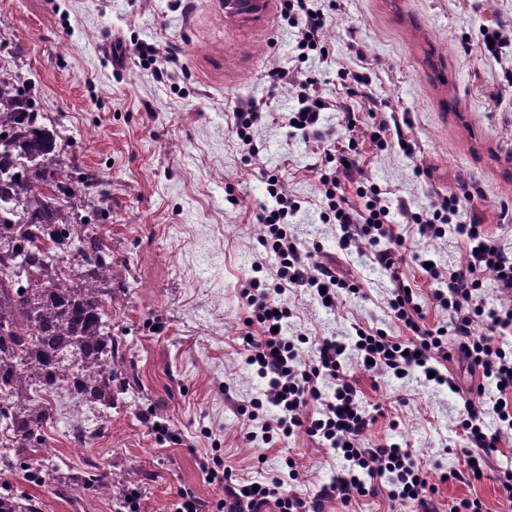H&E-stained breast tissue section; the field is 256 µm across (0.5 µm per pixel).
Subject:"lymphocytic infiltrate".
I'll use <instances>...</instances> for the list:
<instances>
[{
	"mask_svg": "<svg viewBox=\"0 0 512 512\" xmlns=\"http://www.w3.org/2000/svg\"><path fill=\"white\" fill-rule=\"evenodd\" d=\"M282 5L297 30V49L317 50L327 28L323 11L312 10L308 0H282ZM297 101L287 115L292 133L320 134L324 112L332 103L322 100L316 79L301 81ZM364 106L371 120L365 130L359 126L358 114L345 109L351 138L346 147L326 153L330 169L319 177V192L324 218L336 227L339 250L347 254L369 250L372 263L388 278L386 310L404 335L392 337L380 329L359 327L345 339L321 336L312 342L311 362L301 360L293 340L283 332L293 316L290 294L309 292L333 309L342 293L356 295L360 287L341 279L333 265L316 260L297 241L288 219L300 211L301 202L283 191L276 176H268V193L276 206L265 216L262 233L264 244L277 258V268L273 279L252 278L242 290L251 311L245 324L260 328L259 335L242 342L244 362L266 383L262 397L252 399L251 406L259 410L268 403L277 408L276 417L264 424L266 434L288 438L302 432L318 438L343 460L344 469L334 483L311 497L285 489L284 479L277 475L256 482L224 468L210 469L209 480L224 486V512H322L324 500L334 498L346 505L384 491L412 503L416 512H437L433 496L438 483L451 478L477 480L478 470L492 461L503 435L512 431V348L506 345L512 335V253L505 252L484 225L467 219L465 200L459 195L438 194L426 211L407 212L408 223L416 225L420 236L449 237L460 248L454 266L444 270L434 265L428 271L438 284L432 298L448 314L447 324L430 327L417 292L407 290L400 273L399 249L406 239L389 220V200L381 187L360 178L361 140L380 151L396 146L409 156L415 148L396 113L382 110L370 96ZM489 271L500 292V302L493 306L479 295ZM454 358L494 382L496 394L465 402L455 424L466 441L462 466L440 474L433 484L407 447L362 446L374 418L361 406L359 390L344 365L354 359L368 364L373 373H399L426 387L445 385L453 390L457 384L446 367ZM491 420L496 430H489Z\"/></svg>",
	"mask_w": 512,
	"mask_h": 512,
	"instance_id": "lymphocytic-infiltrate-1",
	"label": "lymphocytic infiltrate"
}]
</instances>
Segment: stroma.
I'll return each mask as SVG.
<instances>
[{"label":"stroma","mask_w":512,"mask_h":512,"mask_svg":"<svg viewBox=\"0 0 512 512\" xmlns=\"http://www.w3.org/2000/svg\"><path fill=\"white\" fill-rule=\"evenodd\" d=\"M310 5L326 14L327 30L322 50L302 60L280 0L239 17L225 13L223 0H0V61L31 89L65 158L91 175L89 197L107 213L120 283L107 308L122 359L109 423L99 427L87 412L93 437L78 446L73 409L58 404L43 430L45 446L54 463L76 472L94 467L115 481L133 475L137 497L120 507L110 495L64 492L3 472L0 494L35 498L42 512H177L187 494L216 512L224 489L206 478L215 460L239 477L296 470L298 491L310 495L341 474L334 451L306 435L265 440L262 424L276 409L251 415L249 403L265 383L241 355L248 316L241 291L277 266L261 241V218L275 205L270 175L303 203L290 219L298 241L363 288L333 310L295 293L289 337H341L357 324L401 333L384 312L377 272L365 257L338 250L336 227L317 201L326 150L349 139L342 112L327 111L323 136L289 132L286 114L305 78H317L336 105L359 108L368 92L409 118L414 155L364 148L366 182L415 212L436 193L468 195L469 217L512 253V46L498 55L477 48L483 26L512 29V0ZM139 42L157 45L154 69L143 66ZM274 68L289 71L291 81L270 86ZM343 71L366 74L368 86L341 80ZM250 101L263 120L246 144L233 112ZM392 219L406 239L404 280L418 288L428 324H445L448 314L435 307L417 259L448 268L459 260L458 245L420 237L400 214ZM448 369L460 392L347 362L376 416L364 446L405 442L428 468H458L463 441L454 417L471 387L490 392L494 385L459 363ZM475 496L486 512H512L489 477L439 485L436 499L445 505Z\"/></svg>","instance_id":"stroma-1"}]
</instances>
